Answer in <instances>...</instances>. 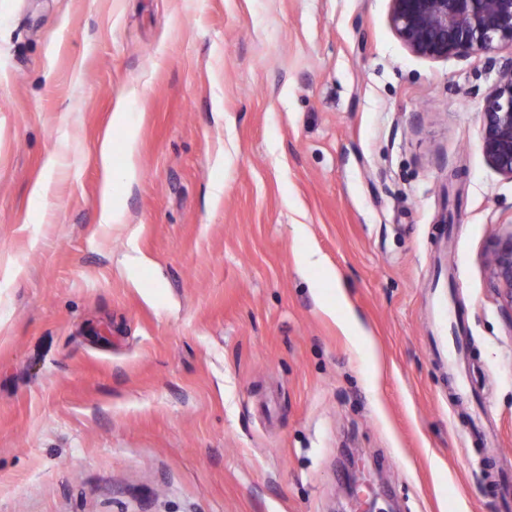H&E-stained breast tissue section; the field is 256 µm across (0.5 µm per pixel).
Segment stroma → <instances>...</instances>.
I'll return each instance as SVG.
<instances>
[{"instance_id": "stroma-1", "label": "stroma", "mask_w": 512, "mask_h": 512, "mask_svg": "<svg viewBox=\"0 0 512 512\" xmlns=\"http://www.w3.org/2000/svg\"><path fill=\"white\" fill-rule=\"evenodd\" d=\"M388 8L0 0V512H354L348 448L371 512H512V49L420 58ZM482 152L487 164L512 180V56L503 62L482 105ZM490 280L499 292L512 323V229L493 239L486 249Z\"/></svg>"}]
</instances>
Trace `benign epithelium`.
Wrapping results in <instances>:
<instances>
[{
	"mask_svg": "<svg viewBox=\"0 0 512 512\" xmlns=\"http://www.w3.org/2000/svg\"><path fill=\"white\" fill-rule=\"evenodd\" d=\"M389 24L410 53L440 60L512 48V0H389ZM482 152L512 180V57L503 62L482 105ZM490 280L512 322V230L486 249Z\"/></svg>",
	"mask_w": 512,
	"mask_h": 512,
	"instance_id": "obj_1",
	"label": "benign epithelium"
}]
</instances>
